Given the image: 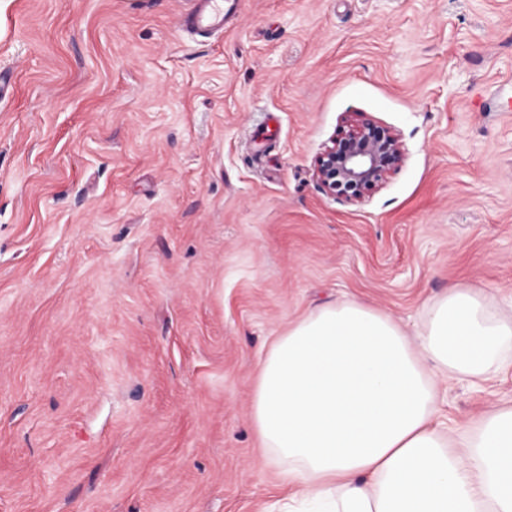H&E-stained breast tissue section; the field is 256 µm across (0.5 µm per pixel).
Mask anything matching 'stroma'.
Instances as JSON below:
<instances>
[{"label":"stroma","mask_w":512,"mask_h":512,"mask_svg":"<svg viewBox=\"0 0 512 512\" xmlns=\"http://www.w3.org/2000/svg\"><path fill=\"white\" fill-rule=\"evenodd\" d=\"M189 6L0 0V512H265L272 337L457 285L512 318V0ZM349 112L405 148L354 204L313 172ZM497 404L511 369L442 411ZM195 6L182 20L184 29H192L199 35H209L224 28V20L237 12L238 0H194Z\"/></svg>","instance_id":"1"}]
</instances>
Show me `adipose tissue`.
Wrapping results in <instances>:
<instances>
[{"label":"adipose tissue","mask_w":512,"mask_h":512,"mask_svg":"<svg viewBox=\"0 0 512 512\" xmlns=\"http://www.w3.org/2000/svg\"><path fill=\"white\" fill-rule=\"evenodd\" d=\"M409 336L355 301L292 323L260 361L251 419L288 487L277 512H512V406L451 432L455 380L512 368V321L464 286Z\"/></svg>","instance_id":"obj_1"}]
</instances>
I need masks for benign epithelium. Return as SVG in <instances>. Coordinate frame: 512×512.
I'll return each mask as SVG.
<instances>
[{
  "instance_id": "1",
  "label": "benign epithelium",
  "mask_w": 512,
  "mask_h": 512,
  "mask_svg": "<svg viewBox=\"0 0 512 512\" xmlns=\"http://www.w3.org/2000/svg\"><path fill=\"white\" fill-rule=\"evenodd\" d=\"M404 162L396 133L363 112L345 115L314 161V173L324 193L349 203L382 186Z\"/></svg>"
}]
</instances>
